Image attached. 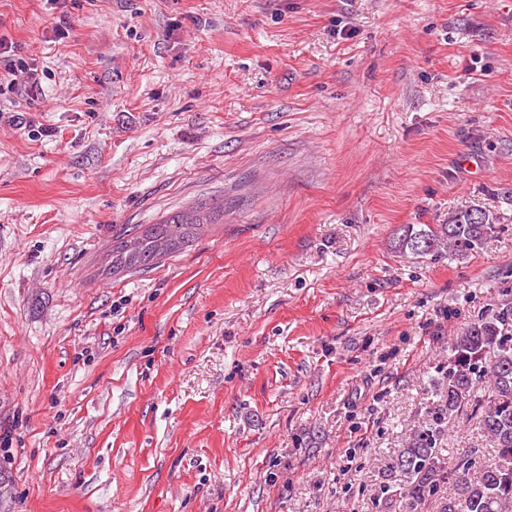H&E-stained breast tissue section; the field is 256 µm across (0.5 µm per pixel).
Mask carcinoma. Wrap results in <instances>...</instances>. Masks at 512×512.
Listing matches in <instances>:
<instances>
[{"label":"carcinoma","mask_w":512,"mask_h":512,"mask_svg":"<svg viewBox=\"0 0 512 512\" xmlns=\"http://www.w3.org/2000/svg\"><path fill=\"white\" fill-rule=\"evenodd\" d=\"M214 209L197 205L156 224L135 226L132 240L122 233L112 238V273L148 268L168 254L192 245L198 231L214 223ZM491 212L460 207L445 224H404L395 248L424 256L448 248L460 259L478 252L496 232ZM448 393L431 412V421L413 432L399 450L393 468L402 483L385 484L382 493L398 512H415L419 504L452 487L442 512H512V307L470 323L448 345ZM479 425L492 445L491 458L480 462L482 450L463 453L448 449L451 465L440 464L437 425L457 414L479 390Z\"/></svg>","instance_id":"carcinoma-1"}]
</instances>
